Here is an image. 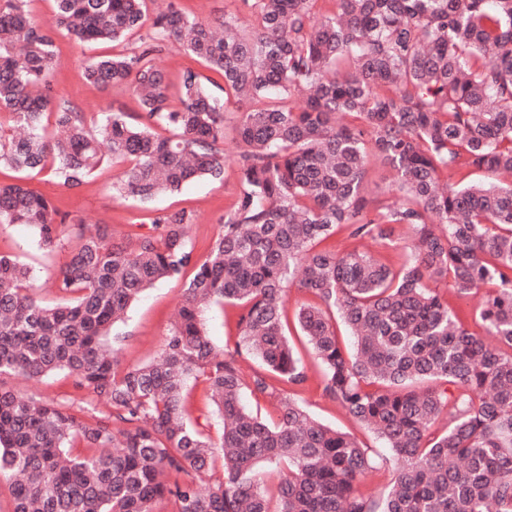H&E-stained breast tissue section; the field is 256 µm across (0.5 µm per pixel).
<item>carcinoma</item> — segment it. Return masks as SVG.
I'll list each match as a JSON object with an SVG mask.
<instances>
[{
  "instance_id": "obj_1",
  "label": "carcinoma",
  "mask_w": 512,
  "mask_h": 512,
  "mask_svg": "<svg viewBox=\"0 0 512 512\" xmlns=\"http://www.w3.org/2000/svg\"><path fill=\"white\" fill-rule=\"evenodd\" d=\"M25 2L0 0V168L19 174L0 183V224L32 225L55 246L66 217L26 179L49 172L75 189L108 160L122 166L120 201L221 183L230 162L241 191L200 258L184 209L156 214L159 234L125 243L107 224L78 225L51 283L56 304L0 252V379L63 371L90 398L0 387L11 512H153L163 499L174 512H512V0H334L330 15L316 13L318 0H242L247 15L213 20L176 0L152 18L146 0H53L52 31ZM148 22L221 76L239 109L233 152L211 79L186 67L172 81L154 43L84 71L93 85L131 87L138 121L107 112L91 127L54 95L53 31L114 43ZM338 113L348 117L339 127ZM376 164L396 170L395 197L365 195ZM465 171L493 179L448 181ZM397 226L409 255L396 266L384 252ZM341 230L375 249L327 244ZM170 280L184 285L160 353L122 362L112 328ZM441 283L486 289L484 335L460 321ZM292 285L312 297L294 318L324 394L392 461L379 497L361 491L379 466L369 448L279 388L308 381L286 334ZM214 301L240 309L239 338L221 351L201 322ZM250 359L258 368L247 374ZM198 381L210 405L202 424L185 397ZM246 390L275 401L276 418L248 411ZM211 417L223 422L217 443ZM264 469L279 471L273 492Z\"/></svg>"
}]
</instances>
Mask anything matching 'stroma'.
I'll use <instances>...</instances> for the list:
<instances>
[{
	"mask_svg": "<svg viewBox=\"0 0 512 512\" xmlns=\"http://www.w3.org/2000/svg\"><path fill=\"white\" fill-rule=\"evenodd\" d=\"M152 34V28L146 27L118 43L86 45L76 44L64 35L56 36V93L77 106L91 123L102 112L138 114L139 109L130 88L103 89L87 84L83 70L97 56L133 54ZM120 171V166L104 163L75 189L67 188L60 179L49 173L30 180L29 185L49 197L68 222L80 220L88 228L101 222L110 224L112 236L118 241L125 239L131 225L148 222L157 213L179 209L194 211L196 221L188 231V241L198 256L206 251L218 234L220 218L235 202L241 190L238 174L234 167L229 166L220 183L198 180L185 185L179 192L150 203L119 202L113 199L110 186ZM75 243L74 236L69 234L56 247L47 250L39 247L33 226L0 225V251L12 254L32 267L39 282L45 284L52 281L69 260ZM180 293L179 283L162 281L142 294L130 309L126 322L114 330L120 340L122 361L145 360L159 352ZM202 319L216 348H223L236 340V308L216 302L204 310ZM290 340L307 367L309 381L300 396L308 411L323 424L354 435L374 451H382L383 445L373 432L355 423L345 410L324 395L320 368L304 337L294 333Z\"/></svg>",
	"mask_w": 512,
	"mask_h": 512,
	"instance_id": "1",
	"label": "stroma"
}]
</instances>
